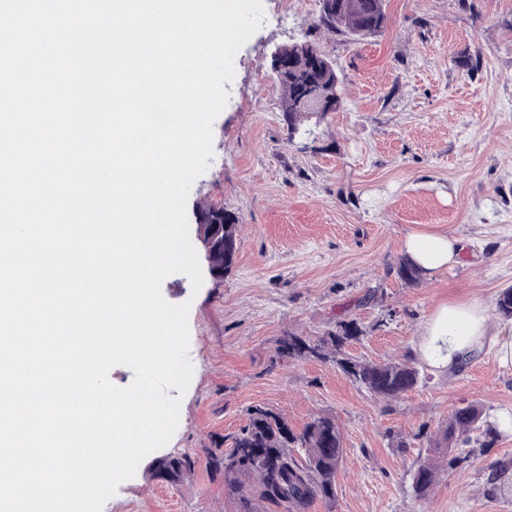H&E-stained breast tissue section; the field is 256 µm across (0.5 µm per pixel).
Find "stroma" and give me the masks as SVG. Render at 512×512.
I'll use <instances>...</instances> for the list:
<instances>
[{
    "label": "stroma",
    "instance_id": "1",
    "mask_svg": "<svg viewBox=\"0 0 512 512\" xmlns=\"http://www.w3.org/2000/svg\"><path fill=\"white\" fill-rule=\"evenodd\" d=\"M261 27L236 53L229 94L212 126L213 158L193 183L188 210L216 205L242 221L224 277L200 289L181 273L161 285L189 303L193 375L171 440L121 482L102 512H233L205 451L226 448L250 409L269 408L294 431L335 418L344 456L336 498L306 512H512L493 491L495 466L512 462V432L441 473L426 497L412 488L419 460L453 410L476 403L484 421L512 409V366L486 349L434 372L420 351L436 309L481 301L504 323L497 295L512 286V0H387V25L355 42L316 29L319 0H263ZM309 39L343 77L342 104L289 136L271 77L274 47ZM412 232L461 239L458 264L409 285L396 275ZM356 319L351 355L380 363L411 355L422 382L387 402L334 364L284 360L291 333L317 337ZM181 453L195 471L173 485L151 464Z\"/></svg>",
    "mask_w": 512,
    "mask_h": 512
}]
</instances>
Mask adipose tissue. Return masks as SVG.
Returning <instances> with one entry per match:
<instances>
[{
  "label": "adipose tissue",
  "mask_w": 512,
  "mask_h": 512,
  "mask_svg": "<svg viewBox=\"0 0 512 512\" xmlns=\"http://www.w3.org/2000/svg\"><path fill=\"white\" fill-rule=\"evenodd\" d=\"M411 260L428 271H439L459 261L457 238L443 233H412L404 241ZM492 348L498 361L512 365V328L490 331L486 310L476 300L441 305L428 320L422 353L435 369L450 371L470 355Z\"/></svg>",
  "instance_id": "adipose-tissue-1"
}]
</instances>
